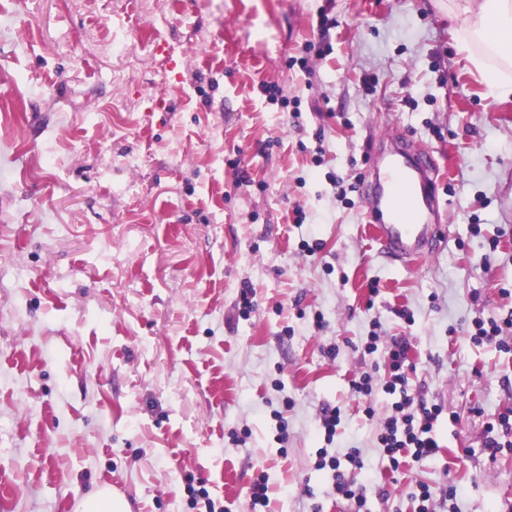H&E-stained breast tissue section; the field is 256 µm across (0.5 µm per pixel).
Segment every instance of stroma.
I'll return each mask as SVG.
<instances>
[{
	"instance_id": "stroma-1",
	"label": "stroma",
	"mask_w": 512,
	"mask_h": 512,
	"mask_svg": "<svg viewBox=\"0 0 512 512\" xmlns=\"http://www.w3.org/2000/svg\"><path fill=\"white\" fill-rule=\"evenodd\" d=\"M453 27L436 0H0V512L105 484L130 512H253L262 475L272 512H355L322 448L375 472L366 512H417L421 484L458 487L437 512H512V452L483 448L512 350L468 335L512 312V100ZM400 134L447 210L409 271L363 209ZM372 335L445 407L438 457L395 474L392 397L369 418L351 387L387 378Z\"/></svg>"
}]
</instances>
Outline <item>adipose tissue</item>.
I'll list each match as a JSON object with an SVG mask.
<instances>
[{
    "label": "adipose tissue",
    "mask_w": 512,
    "mask_h": 512,
    "mask_svg": "<svg viewBox=\"0 0 512 512\" xmlns=\"http://www.w3.org/2000/svg\"><path fill=\"white\" fill-rule=\"evenodd\" d=\"M456 48L481 75L490 96L512 97V0H448Z\"/></svg>",
    "instance_id": "obj_1"
}]
</instances>
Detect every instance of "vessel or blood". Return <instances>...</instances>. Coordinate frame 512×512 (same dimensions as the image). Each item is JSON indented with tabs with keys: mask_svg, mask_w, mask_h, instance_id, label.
<instances>
[{
	"mask_svg": "<svg viewBox=\"0 0 512 512\" xmlns=\"http://www.w3.org/2000/svg\"><path fill=\"white\" fill-rule=\"evenodd\" d=\"M415 153L414 142L403 137L394 149L373 155L364 200L372 239L406 269L433 255L443 233L436 170Z\"/></svg>",
	"mask_w": 512,
	"mask_h": 512,
	"instance_id": "b4317fda",
	"label": "vessel or blood"
}]
</instances>
